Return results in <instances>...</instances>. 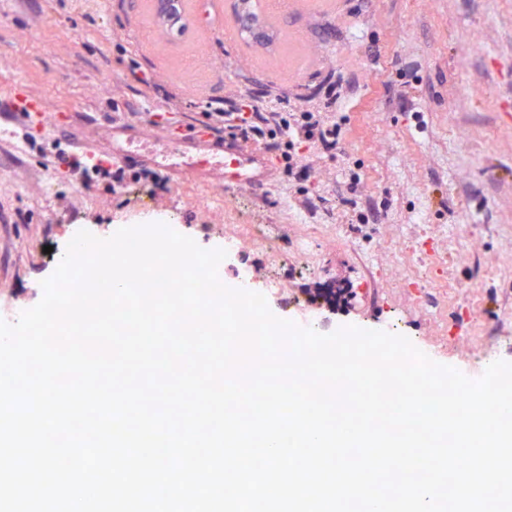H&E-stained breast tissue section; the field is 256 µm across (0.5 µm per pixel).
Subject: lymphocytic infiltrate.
Segmentation results:
<instances>
[{
	"mask_svg": "<svg viewBox=\"0 0 512 512\" xmlns=\"http://www.w3.org/2000/svg\"><path fill=\"white\" fill-rule=\"evenodd\" d=\"M324 87L326 101L323 108L284 113L268 110L229 96L223 106L206 108L203 114L205 129L213 134H224L240 148L261 147L279 156L286 175L304 180L314 170L305 150H317L327 157H335L340 148L343 126L328 118L326 111L342 97L343 81L327 76Z\"/></svg>",
	"mask_w": 512,
	"mask_h": 512,
	"instance_id": "f902f5d3",
	"label": "lymphocytic infiltrate"
}]
</instances>
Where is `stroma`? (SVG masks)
<instances>
[{"label": "stroma", "mask_w": 512, "mask_h": 512, "mask_svg": "<svg viewBox=\"0 0 512 512\" xmlns=\"http://www.w3.org/2000/svg\"><path fill=\"white\" fill-rule=\"evenodd\" d=\"M241 0H186L183 23L159 24L152 0H0V320L15 322L43 295L77 231L105 239L160 222L203 249L227 225L256 227L282 256L228 251V284L272 313L328 334L344 325L408 337L435 362L479 379L512 362V0H291L265 15L275 41L227 40ZM347 89L336 107L344 150L321 158L301 206L275 158L261 187H228L201 159L223 142L194 125L228 93L289 111L300 86L328 70ZM416 75L403 86L400 71ZM177 103L164 126L146 123L156 90ZM121 120H113V113ZM130 161L114 192L42 176L59 154ZM162 180H135L141 169ZM217 193L202 207L182 186ZM376 211L377 223L361 215ZM309 235L318 270L290 241ZM373 262L362 268L357 254ZM282 283L268 292V280ZM352 285L347 311L327 289Z\"/></svg>", "instance_id": "obj_1"}]
</instances>
